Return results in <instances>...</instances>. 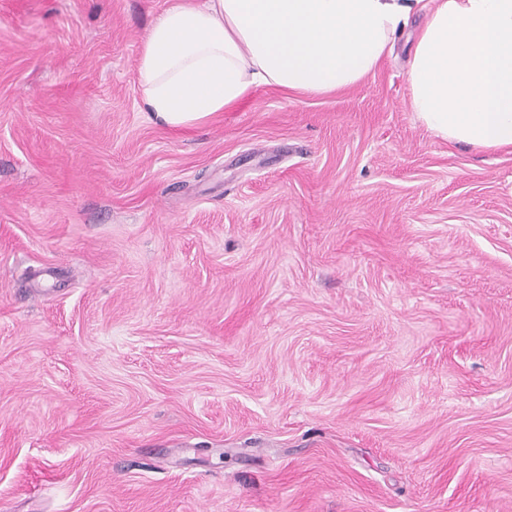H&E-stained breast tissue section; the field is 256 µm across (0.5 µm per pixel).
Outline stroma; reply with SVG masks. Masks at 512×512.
<instances>
[{
    "label": "stroma",
    "mask_w": 512,
    "mask_h": 512,
    "mask_svg": "<svg viewBox=\"0 0 512 512\" xmlns=\"http://www.w3.org/2000/svg\"><path fill=\"white\" fill-rule=\"evenodd\" d=\"M173 0H0V512H512V149L356 87L154 123Z\"/></svg>",
    "instance_id": "35a3bbf8"
}]
</instances>
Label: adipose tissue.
I'll list each match as a JSON object with an SVG mask.
<instances>
[{
  "mask_svg": "<svg viewBox=\"0 0 512 512\" xmlns=\"http://www.w3.org/2000/svg\"><path fill=\"white\" fill-rule=\"evenodd\" d=\"M421 0H179L137 69L154 122L200 126L260 84L301 95L357 85ZM416 119L449 143L512 148V0H431L407 70Z\"/></svg>",
  "mask_w": 512,
  "mask_h": 512,
  "instance_id": "adipose-tissue-1",
  "label": "adipose tissue"
}]
</instances>
